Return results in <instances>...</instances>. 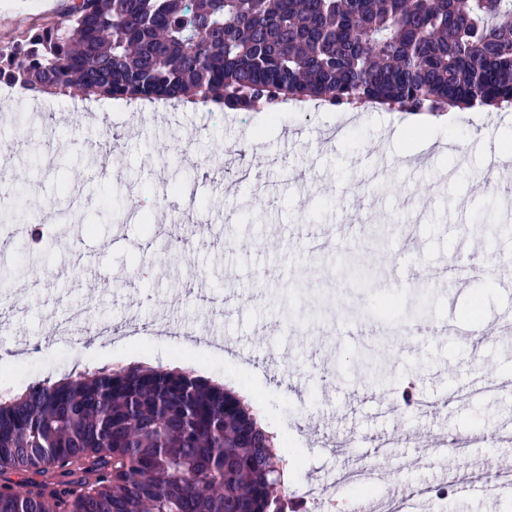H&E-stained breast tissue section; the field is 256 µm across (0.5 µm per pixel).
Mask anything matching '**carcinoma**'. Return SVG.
Returning <instances> with one entry per match:
<instances>
[{"label": "carcinoma", "mask_w": 512, "mask_h": 512, "mask_svg": "<svg viewBox=\"0 0 512 512\" xmlns=\"http://www.w3.org/2000/svg\"><path fill=\"white\" fill-rule=\"evenodd\" d=\"M0 82L226 112L512 105V0H74L0 46ZM281 461L191 371L92 368L0 398V512H286Z\"/></svg>", "instance_id": "cac0c4a2"}]
</instances>
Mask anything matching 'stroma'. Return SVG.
Listing matches in <instances>:
<instances>
[{
	"instance_id": "1",
	"label": "stroma",
	"mask_w": 512,
	"mask_h": 512,
	"mask_svg": "<svg viewBox=\"0 0 512 512\" xmlns=\"http://www.w3.org/2000/svg\"><path fill=\"white\" fill-rule=\"evenodd\" d=\"M70 0H0V45L57 18ZM52 115L15 127L12 115L32 110V97L12 92L0 103V142L31 156L51 141L49 176L19 165L20 182L39 201L59 197L60 183L83 207L77 220L59 215L58 246L43 261L53 272L28 286L23 272L31 256L23 239L0 248V267L10 273L21 303L0 314V392L16 394L28 384L60 379L74 371L70 347L53 326L72 310L85 324L108 325L136 313L154 326L151 336L113 343L85 337L90 367L145 364L179 367L255 396L297 464L288 488L330 485L343 464L335 449L350 440L349 458L367 461L379 438L404 435L389 467H401L406 485H439L455 461L414 464L413 442L423 435L484 436L512 423V395L479 393L441 405L449 388L476 376L512 374V336L476 350L470 335L512 313V285L472 277L458 287L416 279L419 269L472 256L512 259V238L495 234L479 218L504 219L499 188L479 189L486 146L512 140V111L459 113L453 134L437 130L409 139V114L370 110L347 125L348 110L287 112L269 123L262 112H130L111 107L106 121L74 110V98L45 97ZM263 131L245 157L229 158L248 132ZM178 144L207 161L206 172L189 176L163 165L161 146ZM151 185L161 203L143 222L125 210L130 197ZM209 201L199 220L210 230L193 238L186 257L167 249L168 229L181 218L182 195ZM425 206L405 208L407 195ZM334 232L337 250L323 251L296 273L301 243ZM363 249L372 276L361 287L338 291L329 269L349 249ZM278 278L259 287L265 269ZM390 296L402 314L372 318L378 297ZM424 307L426 322L451 320L452 328L414 346L399 324ZM369 327L353 339L337 327ZM193 327L195 342L167 337L169 327ZM299 367L288 386L274 380L277 366ZM415 387L431 410L400 407L383 414L390 394ZM435 512H512V492L495 501L480 494H451Z\"/></svg>"
}]
</instances>
